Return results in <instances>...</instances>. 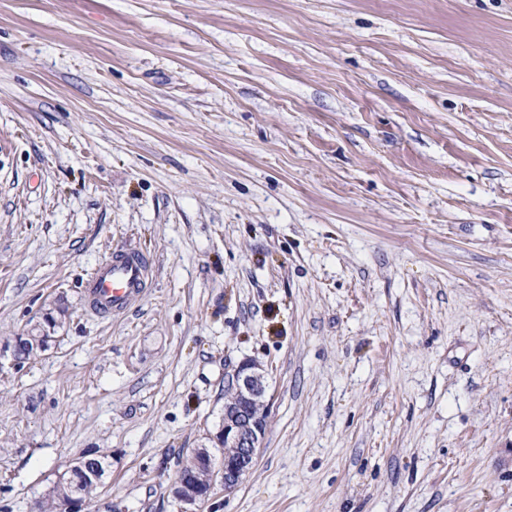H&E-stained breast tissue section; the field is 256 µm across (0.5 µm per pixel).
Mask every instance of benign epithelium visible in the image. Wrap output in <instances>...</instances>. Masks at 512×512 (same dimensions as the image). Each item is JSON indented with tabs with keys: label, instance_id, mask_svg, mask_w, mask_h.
<instances>
[{
	"label": "benign epithelium",
	"instance_id": "1",
	"mask_svg": "<svg viewBox=\"0 0 512 512\" xmlns=\"http://www.w3.org/2000/svg\"><path fill=\"white\" fill-rule=\"evenodd\" d=\"M227 388L234 399L224 401V417L218 431L211 437L215 447L224 449V458L217 462L205 451L192 454L175 479L178 497L184 505L182 512H198L200 504L207 501L218 486L229 491L235 488L250 472L256 449L265 437L269 404L265 401L266 382L258 365L246 361L237 366ZM206 473L200 483L187 482L184 472Z\"/></svg>",
	"mask_w": 512,
	"mask_h": 512
}]
</instances>
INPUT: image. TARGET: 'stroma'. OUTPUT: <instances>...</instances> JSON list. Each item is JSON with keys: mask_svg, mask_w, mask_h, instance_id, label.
Here are the masks:
<instances>
[{"mask_svg": "<svg viewBox=\"0 0 512 512\" xmlns=\"http://www.w3.org/2000/svg\"><path fill=\"white\" fill-rule=\"evenodd\" d=\"M58 302L0 512L89 454L83 512H181L245 358L265 438L202 512H512V0H0V343ZM147 287L148 260L137 252L116 248L87 280L85 297L98 313L117 316ZM74 463H71V464H69V466H67V468L61 473V475L59 477L60 479L65 477L66 475L72 474V472L76 468V465ZM99 470H100V480H99L100 484L95 483L94 485H93V479L95 478L94 475H92V479L91 478L87 479L86 471L84 472L83 469L77 468L74 471V475L78 479V486L83 491V496L86 497V499H92L94 494H96L97 490L100 489L99 486L101 485V479L105 472L103 464H100ZM64 479L65 478H63V480Z\"/></svg>", "mask_w": 512, "mask_h": 512, "instance_id": "1", "label": "stroma"}]
</instances>
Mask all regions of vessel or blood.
Instances as JSON below:
<instances>
[{"label": "vessel or blood", "instance_id": "b4317fda", "mask_svg": "<svg viewBox=\"0 0 512 512\" xmlns=\"http://www.w3.org/2000/svg\"><path fill=\"white\" fill-rule=\"evenodd\" d=\"M147 286V259L139 253L118 248L89 277L85 285V297L95 311L117 316Z\"/></svg>", "mask_w": 512, "mask_h": 512}]
</instances>
